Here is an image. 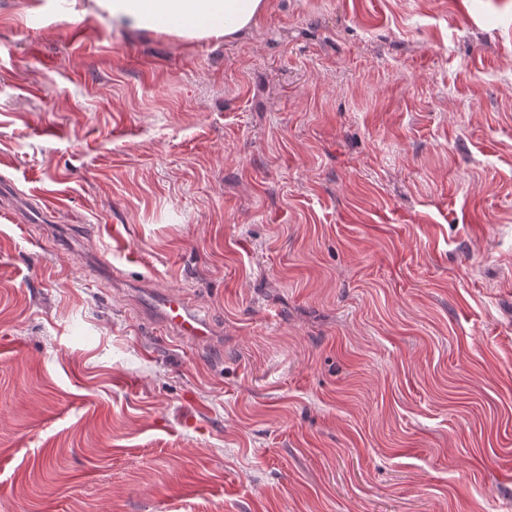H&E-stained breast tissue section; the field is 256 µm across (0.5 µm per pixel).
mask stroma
Masks as SVG:
<instances>
[{"mask_svg":"<svg viewBox=\"0 0 512 512\" xmlns=\"http://www.w3.org/2000/svg\"><path fill=\"white\" fill-rule=\"evenodd\" d=\"M27 5L0 512H512V0H270L219 45ZM154 302L162 322L178 336L193 342H204L211 336L209 324L192 312L179 295H156Z\"/></svg>","mask_w":512,"mask_h":512,"instance_id":"stroma-1","label":"stroma"}]
</instances>
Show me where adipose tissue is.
Listing matches in <instances>:
<instances>
[{
    "label": "adipose tissue",
    "mask_w": 512,
    "mask_h": 512,
    "mask_svg": "<svg viewBox=\"0 0 512 512\" xmlns=\"http://www.w3.org/2000/svg\"><path fill=\"white\" fill-rule=\"evenodd\" d=\"M268 0H64L68 16L107 14L115 30L227 42L266 13Z\"/></svg>",
    "instance_id": "1"
}]
</instances>
